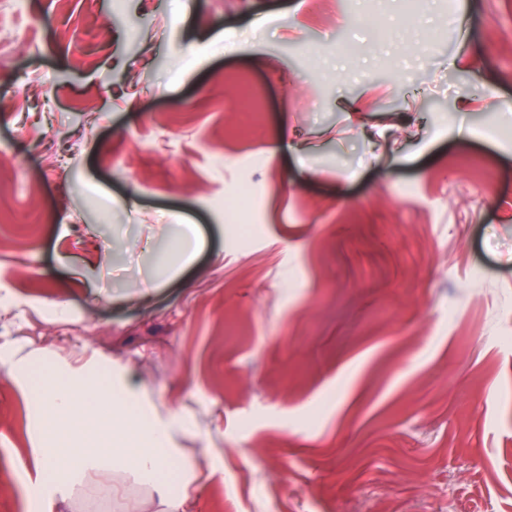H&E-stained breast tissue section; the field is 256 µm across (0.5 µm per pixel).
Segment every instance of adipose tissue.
<instances>
[{
	"instance_id": "ef3b65f1",
	"label": "adipose tissue",
	"mask_w": 512,
	"mask_h": 512,
	"mask_svg": "<svg viewBox=\"0 0 512 512\" xmlns=\"http://www.w3.org/2000/svg\"><path fill=\"white\" fill-rule=\"evenodd\" d=\"M0 365L28 392L44 431L32 451L43 512L90 485L124 499L125 512H138L127 476L150 481L163 512H188L195 464L175 446V420L160 417L141 390L126 386L117 394L111 385H91L87 362L62 363L48 353L40 376H33L29 361L14 358L4 344ZM176 470L184 483L175 490L168 475Z\"/></svg>"
}]
</instances>
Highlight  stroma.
Returning <instances> with one entry per match:
<instances>
[{
	"label": "stroma",
	"instance_id": "obj_1",
	"mask_svg": "<svg viewBox=\"0 0 512 512\" xmlns=\"http://www.w3.org/2000/svg\"><path fill=\"white\" fill-rule=\"evenodd\" d=\"M2 165L0 342L184 416L194 512H512V0H0ZM40 438L0 370V512Z\"/></svg>",
	"mask_w": 512,
	"mask_h": 512
}]
</instances>
